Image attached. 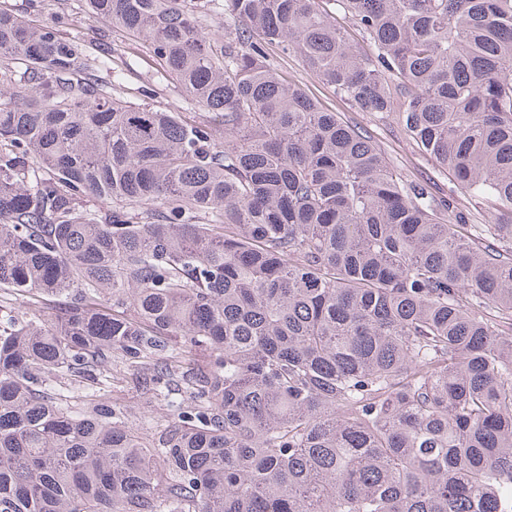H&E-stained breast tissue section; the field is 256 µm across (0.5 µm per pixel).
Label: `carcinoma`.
Instances as JSON below:
<instances>
[{
	"label": "carcinoma",
	"instance_id": "1",
	"mask_svg": "<svg viewBox=\"0 0 512 512\" xmlns=\"http://www.w3.org/2000/svg\"><path fill=\"white\" fill-rule=\"evenodd\" d=\"M27 2L0 9V512H512V0H80L192 121ZM272 49L508 221L465 223ZM127 387L174 420L130 423ZM107 34L109 35L104 38V43L111 47L112 51H115V56L117 54H122L123 56L129 54L136 59L137 65L135 66L134 71L128 73L127 82L128 86L131 89H134L131 90V92L137 94V88L141 86L145 73L152 70V61L138 44L124 40L118 33H114L112 30L107 32ZM133 55H137V57ZM146 102L172 112H195L185 107L179 92L171 84L159 85L156 93L150 99H146Z\"/></svg>",
	"mask_w": 512,
	"mask_h": 512
}]
</instances>
